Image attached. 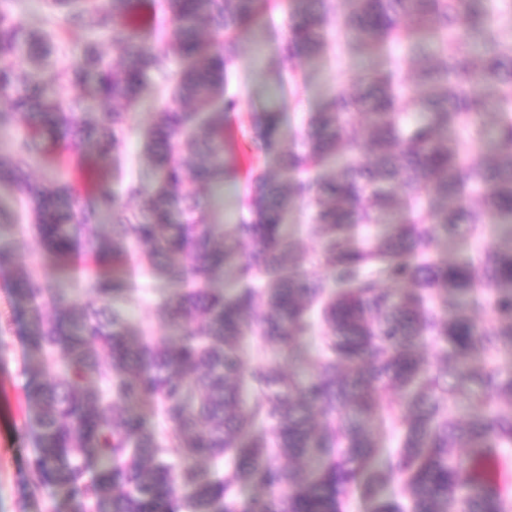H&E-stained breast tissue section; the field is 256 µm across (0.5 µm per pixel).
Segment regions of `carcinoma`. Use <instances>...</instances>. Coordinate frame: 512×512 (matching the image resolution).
I'll return each mask as SVG.
<instances>
[{"label": "carcinoma", "instance_id": "cac0c4a2", "mask_svg": "<svg viewBox=\"0 0 512 512\" xmlns=\"http://www.w3.org/2000/svg\"><path fill=\"white\" fill-rule=\"evenodd\" d=\"M350 3L343 27L356 48L415 51L450 34L455 47L423 57L407 95L395 62L310 113L296 146L279 156L286 187L265 170L266 157L279 153L271 117L245 116L257 174L243 200L249 217L222 245L197 215V193L238 180L224 134V113L239 109L228 69L241 36L278 0H165L170 28L133 25L130 0H56L59 26L104 30L116 52L109 62L86 42L64 72L67 99L39 71L21 74L0 61V98L32 128L0 155V181L25 198L43 248L64 263L81 254L110 256L115 266L134 250L173 289L161 306L175 336L166 345L134 335L108 304L113 279L96 275L97 302L81 303L29 271L13 277L27 303L25 341L48 368L24 397L37 448L21 473L23 498L54 485L70 492L71 512H349L356 496L373 500L372 512H512V486L483 471L512 464V414L498 406L512 403V370L500 365L501 353L512 352V242L446 265L432 253L441 236L465 239L489 220L512 218V49L501 47L493 21L512 0ZM332 9V0H288L283 67L325 51ZM203 25L223 42H203ZM48 51L44 37L0 11L1 54L38 61ZM174 60L182 70L173 100L154 113L149 132L156 186L126 188L141 199L138 212L103 185L81 197L65 178L29 180L33 158L65 142L87 143L99 157L118 150L126 113L105 112L97 124L77 114L91 104H136L151 74ZM355 115L368 133L364 160L346 155ZM456 126L474 141L492 134L498 148L489 163L448 139ZM183 133L194 147L188 162L171 152ZM303 199L323 275L303 267L283 224L287 206ZM392 207L399 218L386 233L363 232ZM101 214L112 215L110 240L85 234ZM229 274L233 292L212 287ZM386 282L410 287L393 291ZM317 327L315 374L242 362L248 334L289 349ZM428 336L444 353L435 372L418 355ZM147 400L162 433L128 410ZM375 419L389 425L396 447H379ZM172 452L205 458L212 470L177 473L165 460ZM394 481L404 497L384 493ZM245 485L257 494L240 503L234 492Z\"/></svg>", "mask_w": 512, "mask_h": 512}]
</instances>
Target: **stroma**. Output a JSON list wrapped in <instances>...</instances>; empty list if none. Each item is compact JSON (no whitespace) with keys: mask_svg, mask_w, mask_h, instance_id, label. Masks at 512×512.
<instances>
[{"mask_svg":"<svg viewBox=\"0 0 512 512\" xmlns=\"http://www.w3.org/2000/svg\"><path fill=\"white\" fill-rule=\"evenodd\" d=\"M349 10L347 0H342L337 15L332 18L330 48L319 57L304 61L295 81L282 71L278 57V48L288 31L287 10H276L268 16L265 25L250 30L229 69L228 89L237 95L240 106L238 111L225 115L226 129H237L243 115L267 112L275 118L282 148H290L306 113L320 111L336 90L363 79L387 59L405 57V49L397 45L390 44L368 54L341 43L338 27ZM177 73L173 67L151 75L140 104L127 119L122 150L100 163L98 182L110 186L116 194H123L131 180L154 186L145 133L154 112L168 102V91ZM247 183V177L243 176L224 194L209 191L198 195L201 214L216 224L218 234L223 237H231L234 224L245 213L242 201ZM285 222L306 260H314L319 240L310 211L303 204H294L287 209ZM29 225L27 210L17 191L12 185L0 182V255L7 259L5 268L0 269V512H70L69 495L57 486L44 488L34 499L21 498L20 474L35 453L33 417L25 409L23 395L41 365V358L25 343V305L12 292V277L24 270L34 272L60 293L86 302L93 298L89 286L92 272L114 273L118 290L110 300L111 306L127 314L137 333L159 342L172 337L168 323L159 312L169 291L160 277L139 267L133 259L118 270L106 260L89 272L85 269L86 259L78 256L69 268H61L42 249ZM511 240L512 224L501 221L487 225L483 237L478 239L464 242L439 239L434 245V256L440 262L473 257L483 248L504 245ZM317 343V336L311 335L297 340L292 352H275L249 337L243 340L241 351L245 360L272 359L285 369L309 375L316 370Z\"/></svg>","mask_w":512,"mask_h":512,"instance_id":"obj_1","label":"stroma"}]
</instances>
